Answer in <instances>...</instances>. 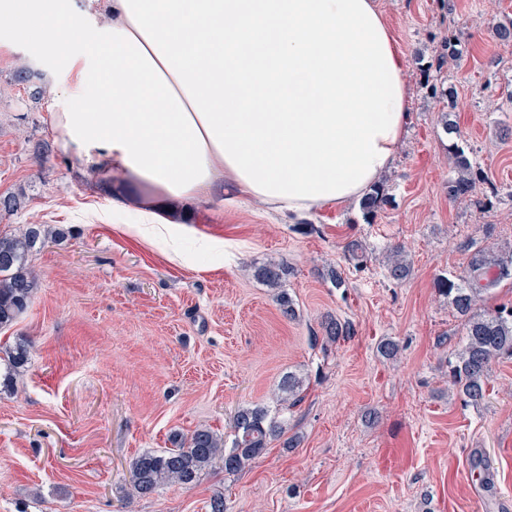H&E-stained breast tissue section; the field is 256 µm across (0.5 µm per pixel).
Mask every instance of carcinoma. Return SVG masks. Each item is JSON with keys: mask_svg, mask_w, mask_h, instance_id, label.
<instances>
[{"mask_svg": "<svg viewBox=\"0 0 512 512\" xmlns=\"http://www.w3.org/2000/svg\"><path fill=\"white\" fill-rule=\"evenodd\" d=\"M458 36L448 32L443 51L435 58L436 70L443 69L447 59L461 54ZM457 177L448 183V197L460 200L472 196L477 184L486 177L477 162L471 160L459 146L450 148ZM387 202L382 185L374 186L359 202L366 223L377 217ZM42 236L37 224H29L18 235L0 237V329L14 324L28 309L36 277L25 265L28 253ZM386 264L387 276L402 281L409 276L410 265L395 246ZM285 270L268 262L255 271V276L271 288H279ZM512 276V249L503 253L481 248L473 255L467 275L446 279L442 292L448 304L463 321L462 345L448 359V373L459 395L473 404L481 403L487 393L493 361L512 357V307L501 306L492 312H478L486 292L503 278ZM322 345L334 344L353 334L348 322L330 319L322 325ZM10 374H19L28 361L26 348L18 344L0 357ZM308 387L305 376L296 372L284 374L278 383L279 402L284 409L296 407ZM235 440L232 448H224V439L211 428L200 426L188 436L175 442V447L163 451H147L131 463L130 475L134 491L141 497L153 495L165 485L188 487L194 485L216 461L224 472L233 474L244 469L260 456L268 445L287 433V421L270 416L261 406L239 408L233 415Z\"/></svg>", "mask_w": 512, "mask_h": 512, "instance_id": "1", "label": "carcinoma"}]
</instances>
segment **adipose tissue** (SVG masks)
Here are the masks:
<instances>
[{"mask_svg":"<svg viewBox=\"0 0 512 512\" xmlns=\"http://www.w3.org/2000/svg\"><path fill=\"white\" fill-rule=\"evenodd\" d=\"M63 79L49 123L143 238L232 186L276 212L342 207L394 165L406 59L376 0H0ZM107 24H99L100 15Z\"/></svg>","mask_w":512,"mask_h":512,"instance_id":"1","label":"adipose tissue"}]
</instances>
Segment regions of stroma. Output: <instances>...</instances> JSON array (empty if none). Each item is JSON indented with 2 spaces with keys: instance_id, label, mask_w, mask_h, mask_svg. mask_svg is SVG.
<instances>
[{
  "instance_id": "stroma-1",
  "label": "stroma",
  "mask_w": 512,
  "mask_h": 512,
  "mask_svg": "<svg viewBox=\"0 0 512 512\" xmlns=\"http://www.w3.org/2000/svg\"><path fill=\"white\" fill-rule=\"evenodd\" d=\"M454 2L450 12L441 0H378L407 57L411 101L373 223L355 204L301 217L246 199L204 205L175 259L58 147L54 76L0 16V198L15 202L0 207V237L29 224L47 232L28 259L32 303L0 330V347L28 351L22 374L0 379V512H208L216 495L224 512H512V357L493 362L485 401L465 404L446 373L463 324L439 289L466 275L475 249L512 248V45L494 38L512 0ZM452 31L463 53L435 72ZM434 82L454 87L463 108L444 112ZM453 144L498 195L449 199ZM351 242L362 261L349 259ZM396 244L411 264L401 283L384 275ZM270 261L286 270L277 289L255 275ZM282 291L294 317L281 312ZM329 317L354 333L324 349L314 338ZM386 339L399 345L391 360L377 351ZM289 371L310 376L287 413L296 447L277 440L240 472L217 466L188 488L133 491L136 456L200 426L232 444L234 411L275 409Z\"/></svg>"
}]
</instances>
